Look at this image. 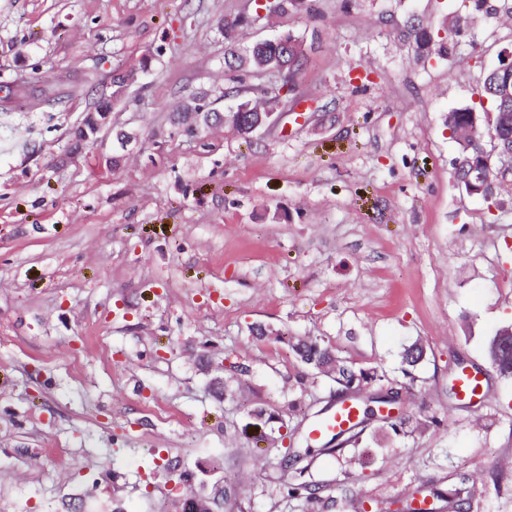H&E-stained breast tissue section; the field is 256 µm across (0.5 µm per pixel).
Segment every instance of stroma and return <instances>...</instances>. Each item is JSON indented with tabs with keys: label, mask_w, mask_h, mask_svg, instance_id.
<instances>
[{
	"label": "stroma",
	"mask_w": 512,
	"mask_h": 512,
	"mask_svg": "<svg viewBox=\"0 0 512 512\" xmlns=\"http://www.w3.org/2000/svg\"><path fill=\"white\" fill-rule=\"evenodd\" d=\"M257 8L0 0V512H178L176 477L204 468L245 512H405L463 474L469 512H512V377L488 356L512 324V175L495 201L467 195L448 134L451 110H489L512 0ZM288 32L307 55L276 128L183 131L198 93L224 115L229 89L279 88L230 52ZM104 100L108 123L69 154ZM301 338L373 373L357 400L396 397L400 431L376 415L338 450L308 442L337 385L300 362ZM468 365L486 403L449 392ZM259 408L283 440H263ZM293 453L315 501L278 482Z\"/></svg>",
	"instance_id": "1"
}]
</instances>
